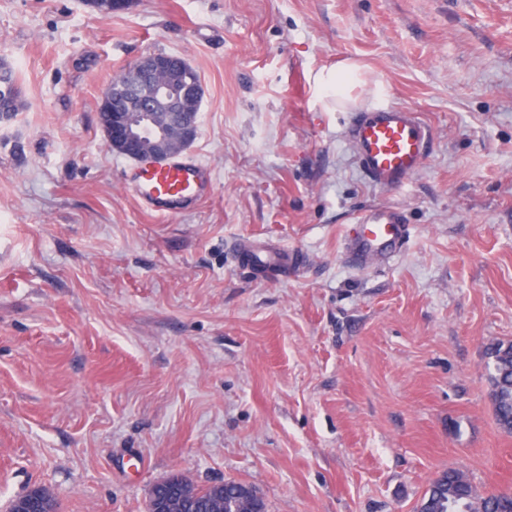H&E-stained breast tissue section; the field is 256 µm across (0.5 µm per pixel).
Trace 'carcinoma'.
I'll use <instances>...</instances> for the list:
<instances>
[{"label":"carcinoma","instance_id":"carcinoma-1","mask_svg":"<svg viewBox=\"0 0 512 512\" xmlns=\"http://www.w3.org/2000/svg\"><path fill=\"white\" fill-rule=\"evenodd\" d=\"M24 107L21 91L11 65L0 59V120L16 117ZM493 372L489 397L497 425L512 432V342H496L487 348ZM446 482L429 484L418 512H512V491L478 492L463 472L444 471Z\"/></svg>","mask_w":512,"mask_h":512}]
</instances>
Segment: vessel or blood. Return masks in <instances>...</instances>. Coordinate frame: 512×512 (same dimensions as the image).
Instances as JSON below:
<instances>
[{
    "mask_svg": "<svg viewBox=\"0 0 512 512\" xmlns=\"http://www.w3.org/2000/svg\"><path fill=\"white\" fill-rule=\"evenodd\" d=\"M346 139L367 182L388 191L404 186L426 160L432 134L421 114L401 105H383L354 111ZM210 165L177 153L164 159L147 158L125 173V184L149 210L168 215L204 198L213 183ZM411 237L402 210L388 204L358 211L344 243L346 259L363 266L386 263L396 257ZM239 249L254 267L280 274L292 269L288 248L261 247L249 238Z\"/></svg>",
    "mask_w": 512,
    "mask_h": 512,
    "instance_id": "vessel-or-blood-1",
    "label": "vessel or blood"
}]
</instances>
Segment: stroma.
<instances>
[{
  "label": "stroma",
  "mask_w": 512,
  "mask_h": 512,
  "mask_svg": "<svg viewBox=\"0 0 512 512\" xmlns=\"http://www.w3.org/2000/svg\"><path fill=\"white\" fill-rule=\"evenodd\" d=\"M149 53L200 75L186 153L215 171L168 216L98 118ZM1 58L24 108L0 123V512L35 486L59 512H147L174 474L253 485L267 512H417L448 468L512 488L486 354L512 341V0H0ZM351 102L430 126L403 188L365 182ZM378 204L411 239L353 269L344 236ZM241 237L303 264L251 273Z\"/></svg>",
  "instance_id": "35a3bbf8"
}]
</instances>
